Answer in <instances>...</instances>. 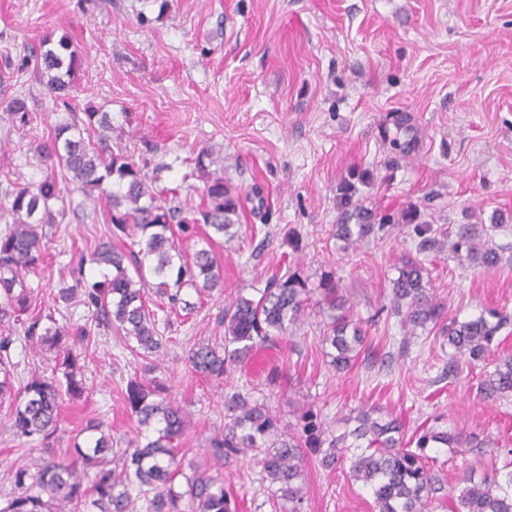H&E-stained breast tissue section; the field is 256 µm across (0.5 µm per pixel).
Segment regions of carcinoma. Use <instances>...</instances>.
Returning <instances> with one entry per match:
<instances>
[{"label": "carcinoma", "instance_id": "cac0c4a2", "mask_svg": "<svg viewBox=\"0 0 512 512\" xmlns=\"http://www.w3.org/2000/svg\"><path fill=\"white\" fill-rule=\"evenodd\" d=\"M80 55L68 35L48 36L34 55L36 73L46 79L52 93L75 89ZM12 125L25 128L34 122L27 98L17 95L5 106ZM89 130L107 141L112 134L111 113L87 105L83 113L71 111L55 124L47 138L33 148V157L45 169L38 182L5 178L0 195L8 200L0 210V323L13 328L0 335V403L9 402L11 427L21 438L46 440L59 430L63 397H80L84 390L81 356L71 344L73 333L66 325L54 324L52 315L23 318L30 309L31 288L27 276L43 265L44 243L51 228L66 217L58 179L73 182L86 198L106 207V238L95 244L91 262L112 271L92 284L84 280L85 258L74 268L73 284L59 289L58 299L81 303L91 309L96 325L136 343L147 358L170 341L160 334L157 313L146 305L145 289L167 298L168 309H188L183 291L209 293L224 283L213 246L215 237L229 241L238 236L240 212L232 188L224 177L207 182L202 221L213 230L205 246L187 256L173 225L188 223V205L177 200L176 190L168 195L153 187L154 181L117 145L97 148L85 142ZM391 217L377 224H338L336 238L354 246L385 233ZM491 224H458L449 232L451 252L457 258L496 268L502 255L493 246ZM256 295H236L224 305L222 343H195L187 352L192 373L226 381L245 364L259 345L276 344L288 338L290 328L310 313V308L329 311L322 345L328 365L346 373L355 365L368 342L366 332L352 323L349 299L332 272L313 288L295 269L270 276ZM390 312L400 318L403 336L398 353H409L418 330L435 331L442 344L452 349L451 362L465 361L482 367L477 385L487 401L512 398V354L493 357L499 346L497 333L512 323V316L490 308L460 321L449 318L431 288L424 263L403 256L397 277L391 280ZM51 325L41 326L42 320ZM53 354L54 375H32L16 387L11 374L13 333ZM155 371L147 364L127 379L124 400L139 425L152 429L144 441L132 440L125 448L113 447L110 434L99 422H89L86 432H95L87 446L74 444L71 461L51 456L16 468L11 475L12 491L0 499V512H134L130 489L147 503V512H237L235 500L225 491L224 479L196 466L186 477V490L175 489V447L187 426L186 411L167 397L166 389L145 375ZM224 413L229 423L224 435L210 443L209 456L231 459L254 453L261 479L272 489L273 512H303L304 462L306 453L319 457L322 468L332 472L349 462V478L362 483L373 498L372 512H433L434 504L448 501V512H512V448L499 446L490 438L480 439L433 423H421L405 436V423L398 416L382 415L376 406L361 408L352 420L356 426L339 435L330 432L319 414L301 406L292 429L280 428L279 417L264 400L234 391L224 395ZM430 448H492L511 458L502 468L476 481L473 474L458 478L459 494H443L444 479L433 468ZM94 471L88 478V471Z\"/></svg>", "mask_w": 512, "mask_h": 512}]
</instances>
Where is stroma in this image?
Listing matches in <instances>:
<instances>
[{
  "instance_id": "obj_1",
  "label": "stroma",
  "mask_w": 512,
  "mask_h": 512,
  "mask_svg": "<svg viewBox=\"0 0 512 512\" xmlns=\"http://www.w3.org/2000/svg\"><path fill=\"white\" fill-rule=\"evenodd\" d=\"M52 31L67 33L83 57L69 106L110 112L113 141L157 173V188L177 190L202 210L206 179L194 159L208 146L241 200L238 238L215 248L223 290L187 291L194 310L170 314V341L152 358L156 379L190 414L176 490H184L193 464L206 463L222 474L239 512H272L253 455L226 463L207 454L224 432L230 385L266 398L286 424L291 406L306 403L340 433L358 407L377 404L411 427L439 415L445 427L512 443V401H482L467 366L448 375L434 334L397 357L399 319L382 310L395 263L418 252V237L401 224L411 214L441 232L497 225L498 270L446 249L418 253L449 316L466 320L488 307L512 313V0H0V62L14 69L0 103L25 96L36 116L26 137L0 111V177L40 180L30 139L67 116L30 55ZM347 191L395 223L354 251L333 237ZM65 199L67 215L47 239L43 270L27 278L37 307L89 334L74 346L84 357L86 391L63 400L65 432L49 441L60 457L91 419L109 425L118 447L137 436L121 390L142 363L124 339L97 329L86 307L55 300L87 242L107 230L102 207L78 191ZM292 230L302 239L296 253L288 245ZM295 265L314 281L335 270L346 288L371 342L352 370L340 376L329 367L320 343L324 318L314 313L288 343L270 348L260 372L245 365L226 383L192 376L187 352L223 335L228 295H253ZM275 366L299 386L269 385ZM27 445L0 405V497L11 491V471L25 463ZM429 454L451 495L466 468L495 461L469 448ZM304 478L305 512H371L370 492L326 471L315 456Z\"/></svg>"
}]
</instances>
